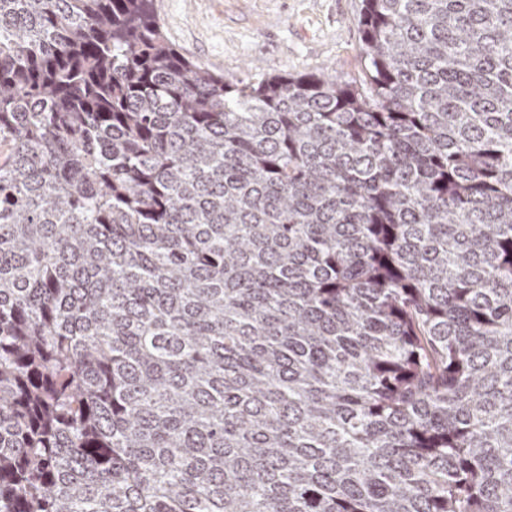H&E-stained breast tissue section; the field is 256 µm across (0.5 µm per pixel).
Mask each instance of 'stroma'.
<instances>
[{"label":"stroma","instance_id":"35a3bbf8","mask_svg":"<svg viewBox=\"0 0 512 512\" xmlns=\"http://www.w3.org/2000/svg\"><path fill=\"white\" fill-rule=\"evenodd\" d=\"M169 42L235 82L256 72L362 70L360 0H155Z\"/></svg>","mask_w":512,"mask_h":512}]
</instances>
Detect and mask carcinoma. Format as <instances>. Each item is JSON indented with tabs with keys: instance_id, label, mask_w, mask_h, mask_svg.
I'll list each match as a JSON object with an SVG mask.
<instances>
[{
	"instance_id": "cac0c4a2",
	"label": "carcinoma",
	"mask_w": 512,
	"mask_h": 512,
	"mask_svg": "<svg viewBox=\"0 0 512 512\" xmlns=\"http://www.w3.org/2000/svg\"><path fill=\"white\" fill-rule=\"evenodd\" d=\"M153 2L0 0V512H512V0L344 84Z\"/></svg>"
}]
</instances>
